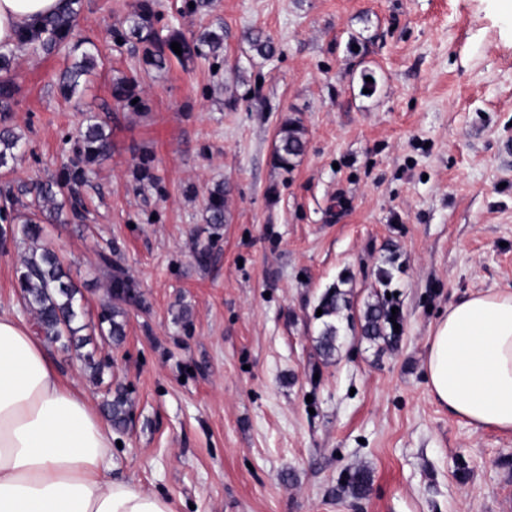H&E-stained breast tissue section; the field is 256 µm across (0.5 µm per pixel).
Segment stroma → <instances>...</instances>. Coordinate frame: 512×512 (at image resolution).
I'll return each instance as SVG.
<instances>
[{
    "label": "stroma",
    "instance_id": "stroma-1",
    "mask_svg": "<svg viewBox=\"0 0 512 512\" xmlns=\"http://www.w3.org/2000/svg\"><path fill=\"white\" fill-rule=\"evenodd\" d=\"M134 2L82 0L76 32L99 64L80 99L59 90L67 50L25 51L0 117L25 149L0 184L59 177L64 134L89 119L110 137L82 217L63 212L42 241L83 294L96 360L112 364L95 382L74 351L50 354L95 407L116 387L132 402L112 477L175 512H512V435L451 416L424 371L452 303L512 288V0H148L160 39L224 37L218 57L164 70L130 34ZM121 78L144 108L113 98ZM290 117L306 145L283 169ZM219 185L224 221L211 224ZM104 254L141 299L117 346L97 328ZM20 255L0 250V307L31 326ZM380 268L403 315L397 349L346 329L323 361L321 296L349 274L363 307ZM362 466L371 485L355 499L342 487Z\"/></svg>",
    "mask_w": 512,
    "mask_h": 512
}]
</instances>
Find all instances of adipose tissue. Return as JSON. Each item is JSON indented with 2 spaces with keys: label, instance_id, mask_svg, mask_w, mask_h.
<instances>
[{
  "label": "adipose tissue",
  "instance_id": "obj_1",
  "mask_svg": "<svg viewBox=\"0 0 512 512\" xmlns=\"http://www.w3.org/2000/svg\"><path fill=\"white\" fill-rule=\"evenodd\" d=\"M65 0H0V43L38 28ZM435 400L474 428L512 434V289L473 293L429 338ZM113 431L65 382L45 343L0 310V512H174L171 502L108 476Z\"/></svg>",
  "mask_w": 512,
  "mask_h": 512
}]
</instances>
